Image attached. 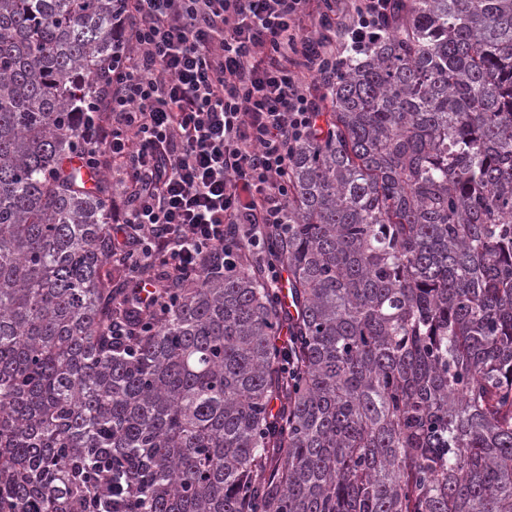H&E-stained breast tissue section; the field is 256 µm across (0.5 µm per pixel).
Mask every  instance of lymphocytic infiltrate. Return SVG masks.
Segmentation results:
<instances>
[{"label": "lymphocytic infiltrate", "instance_id": "f902f5d3", "mask_svg": "<svg viewBox=\"0 0 512 512\" xmlns=\"http://www.w3.org/2000/svg\"><path fill=\"white\" fill-rule=\"evenodd\" d=\"M116 2L84 160L110 179L130 301L165 311L232 233L278 287L260 244L288 222L293 148L324 110L337 41L367 47L394 0Z\"/></svg>", "mask_w": 512, "mask_h": 512}]
</instances>
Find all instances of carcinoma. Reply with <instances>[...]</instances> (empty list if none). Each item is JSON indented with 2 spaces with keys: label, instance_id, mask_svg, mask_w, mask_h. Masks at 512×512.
<instances>
[{
  "label": "carcinoma",
  "instance_id": "carcinoma-1",
  "mask_svg": "<svg viewBox=\"0 0 512 512\" xmlns=\"http://www.w3.org/2000/svg\"><path fill=\"white\" fill-rule=\"evenodd\" d=\"M290 162L279 256L108 331L76 113L114 0H0V512H512V0H396Z\"/></svg>",
  "mask_w": 512,
  "mask_h": 512
}]
</instances>
